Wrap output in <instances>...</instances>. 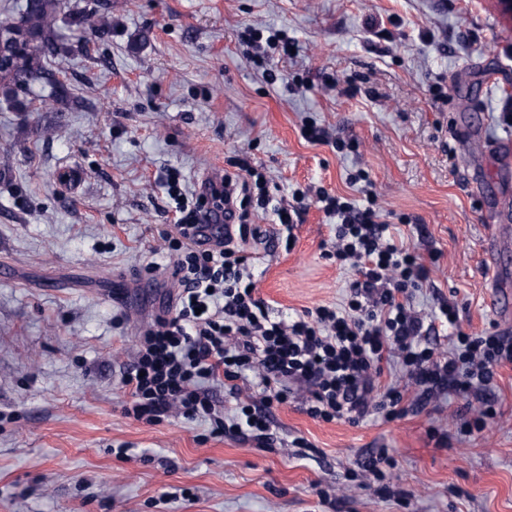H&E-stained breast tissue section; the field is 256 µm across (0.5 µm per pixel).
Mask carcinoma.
<instances>
[{"instance_id": "cac0c4a2", "label": "carcinoma", "mask_w": 512, "mask_h": 512, "mask_svg": "<svg viewBox=\"0 0 512 512\" xmlns=\"http://www.w3.org/2000/svg\"><path fill=\"white\" fill-rule=\"evenodd\" d=\"M61 2L25 0L19 16L0 20L5 47L16 57L11 68L0 71V88L30 87L48 80L43 60L58 47L56 16Z\"/></svg>"}]
</instances>
